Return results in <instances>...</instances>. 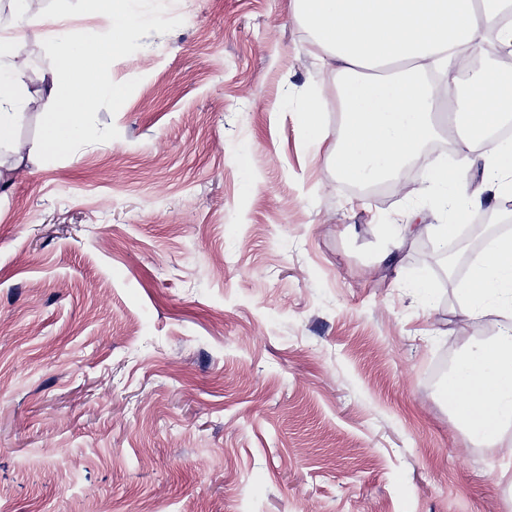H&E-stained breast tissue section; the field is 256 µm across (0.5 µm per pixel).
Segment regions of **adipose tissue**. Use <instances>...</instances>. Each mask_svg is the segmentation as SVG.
Segmentation results:
<instances>
[{
  "mask_svg": "<svg viewBox=\"0 0 512 512\" xmlns=\"http://www.w3.org/2000/svg\"><path fill=\"white\" fill-rule=\"evenodd\" d=\"M112 20L105 37L79 33L57 18L59 40L48 76L50 107L42 114V148L69 152L85 117L107 98L113 52L125 43L138 15L135 0H90ZM318 50L320 68L340 75L342 125L326 154L337 175L356 183L387 182L435 134L434 111L451 97L450 86L435 89L421 72L465 66L474 49L495 41L512 53V0H294ZM402 64L388 78L367 72ZM472 93L461 113L476 131L512 116V91H504L495 69L471 75ZM33 93L22 64L0 55V134L21 118ZM440 202L455 217L451 224H409L407 234L452 240L484 193L512 194V141H482L478 157H464L457 169L430 177ZM457 293L468 317L495 316L500 327L459 352L442 381L448 409L471 442L512 448V235L491 241L469 265Z\"/></svg>",
  "mask_w": 512,
  "mask_h": 512,
  "instance_id": "adipose-tissue-1",
  "label": "adipose tissue"
}]
</instances>
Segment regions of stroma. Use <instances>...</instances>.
Returning <instances> with one entry per match:
<instances>
[{
    "mask_svg": "<svg viewBox=\"0 0 512 512\" xmlns=\"http://www.w3.org/2000/svg\"><path fill=\"white\" fill-rule=\"evenodd\" d=\"M86 0H34L105 33ZM65 155L32 104L0 146V512H512L434 375L463 312L422 148L403 193L351 187L299 114L327 100L292 0H139ZM10 46L53 65L46 26ZM422 268L432 291L413 294ZM403 230L409 235L422 233L426 237L452 240L458 237L456 224H404Z\"/></svg>",
    "mask_w": 512,
    "mask_h": 512,
    "instance_id": "stroma-1",
    "label": "stroma"
}]
</instances>
